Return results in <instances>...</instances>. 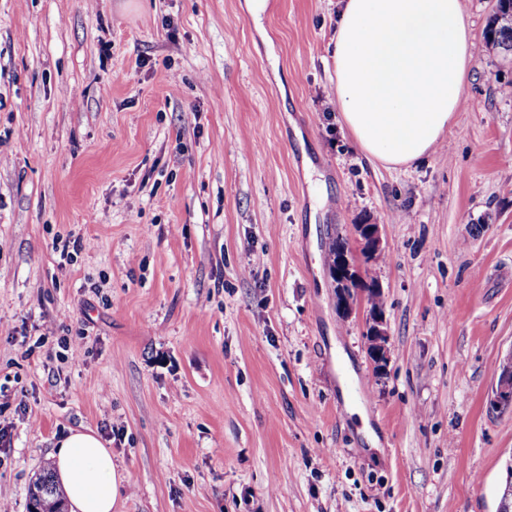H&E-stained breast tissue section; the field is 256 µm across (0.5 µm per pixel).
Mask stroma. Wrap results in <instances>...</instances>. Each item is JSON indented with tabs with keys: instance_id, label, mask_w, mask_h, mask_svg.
Returning a JSON list of instances; mask_svg holds the SVG:
<instances>
[{
	"instance_id": "obj_1",
	"label": "stroma",
	"mask_w": 512,
	"mask_h": 512,
	"mask_svg": "<svg viewBox=\"0 0 512 512\" xmlns=\"http://www.w3.org/2000/svg\"><path fill=\"white\" fill-rule=\"evenodd\" d=\"M249 3L0 0V497L27 512L88 429L119 512H496L512 66L476 55L436 152L391 168L322 109L339 0ZM357 224L382 375L327 264Z\"/></svg>"
}]
</instances>
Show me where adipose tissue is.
Segmentation results:
<instances>
[{"label":"adipose tissue","mask_w":512,"mask_h":512,"mask_svg":"<svg viewBox=\"0 0 512 512\" xmlns=\"http://www.w3.org/2000/svg\"><path fill=\"white\" fill-rule=\"evenodd\" d=\"M474 52L460 0H343L336 108L361 151L394 168L433 154L465 104ZM51 459L69 512H115L130 480L96 433L70 431Z\"/></svg>","instance_id":"adipose-tissue-1"}]
</instances>
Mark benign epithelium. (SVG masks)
<instances>
[{
    "label": "benign epithelium",
    "instance_id": "obj_1",
    "mask_svg": "<svg viewBox=\"0 0 512 512\" xmlns=\"http://www.w3.org/2000/svg\"><path fill=\"white\" fill-rule=\"evenodd\" d=\"M355 240L360 246L362 261H357L347 239L338 236L336 264L330 268V275L336 290V309L349 316L359 306L366 311L367 354L378 373L385 372L389 362V332L385 317L383 288L373 279L364 276V269L375 262L382 252L381 227L378 224L353 225ZM378 297L376 306L368 303L367 293ZM496 409L512 407V371L498 374L497 385L490 399Z\"/></svg>",
    "mask_w": 512,
    "mask_h": 512
}]
</instances>
